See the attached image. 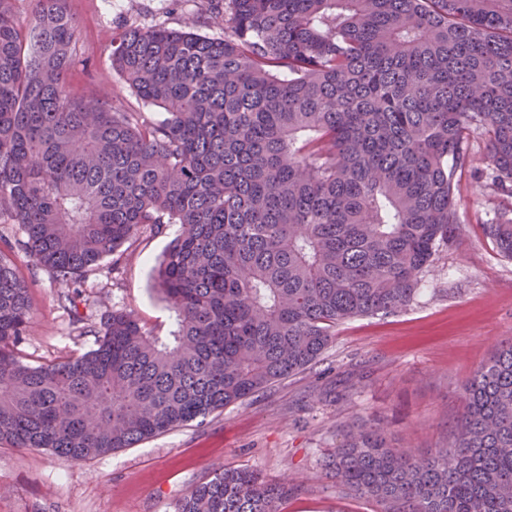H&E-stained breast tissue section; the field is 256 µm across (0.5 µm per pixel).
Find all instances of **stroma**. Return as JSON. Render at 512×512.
Wrapping results in <instances>:
<instances>
[{"instance_id":"stroma-1","label":"stroma","mask_w":512,"mask_h":512,"mask_svg":"<svg viewBox=\"0 0 512 512\" xmlns=\"http://www.w3.org/2000/svg\"><path fill=\"white\" fill-rule=\"evenodd\" d=\"M79 23L68 88L153 121L162 108L143 103L111 66L112 35L124 26L180 27L204 0H68ZM453 239L440 245L413 301L401 311L340 323L307 368L207 417L135 447L80 463L47 449L0 447V512H174L212 469L253 468L293 492L281 512H382L347 493L323 470L325 458L360 423L383 426L414 453L451 440L464 386L496 344L512 339V260L484 227L512 218V194L488 187L463 194ZM178 225L144 235L119 266L103 262L82 286L74 323L59 303L61 287L25 253L15 264L29 286L31 328L19 346L32 365L59 362L95 346L106 310L126 309L155 334L174 327L154 270Z\"/></svg>"}]
</instances>
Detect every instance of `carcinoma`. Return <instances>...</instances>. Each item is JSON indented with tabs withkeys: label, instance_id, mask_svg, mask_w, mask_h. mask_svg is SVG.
Masks as SVG:
<instances>
[{
	"label": "carcinoma",
	"instance_id": "1",
	"mask_svg": "<svg viewBox=\"0 0 512 512\" xmlns=\"http://www.w3.org/2000/svg\"><path fill=\"white\" fill-rule=\"evenodd\" d=\"M0 0V445L84 462L240 402L306 368L339 323L407 306L457 224V172L481 133L512 183V0H210L224 38L157 25L112 39L153 122L70 93L77 23ZM181 225L155 270L168 336L104 313L96 348L32 366L20 249L64 288ZM512 259V219L485 225ZM383 512H512V340L465 385L453 439L413 455L364 423L324 464ZM288 484L248 468L175 512H280Z\"/></svg>",
	"mask_w": 512,
	"mask_h": 512
}]
</instances>
